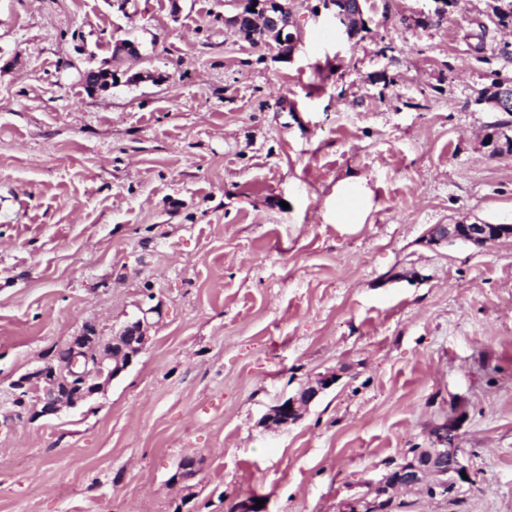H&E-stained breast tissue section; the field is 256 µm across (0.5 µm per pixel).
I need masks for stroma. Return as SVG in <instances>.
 Returning a JSON list of instances; mask_svg holds the SVG:
<instances>
[{
  "label": "stroma",
  "mask_w": 512,
  "mask_h": 512,
  "mask_svg": "<svg viewBox=\"0 0 512 512\" xmlns=\"http://www.w3.org/2000/svg\"><path fill=\"white\" fill-rule=\"evenodd\" d=\"M496 3L365 0L351 39L294 0L283 57L226 0H0V417L85 320L162 306L103 392L0 435V512H339L446 420L468 480L399 512H512V239L425 241L512 222V153L482 145L512 80ZM124 39L156 81L90 95ZM351 176L371 207L339 224ZM363 176L343 180L336 187V210L331 217L339 224H361L370 208V190ZM511 238L512 224L508 223L435 224L426 233L427 242L435 246L456 242L482 246L489 241ZM337 381L335 372L318 375L313 381L307 383L295 395L288 397L273 406L263 418V424L283 427L301 419L307 407L322 393L333 386ZM291 404V408H288Z\"/></svg>",
  "instance_id": "1"
}]
</instances>
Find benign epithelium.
Returning <instances> with one entry per match:
<instances>
[{"label":"benign epithelium","mask_w":512,"mask_h":512,"mask_svg":"<svg viewBox=\"0 0 512 512\" xmlns=\"http://www.w3.org/2000/svg\"><path fill=\"white\" fill-rule=\"evenodd\" d=\"M235 8L224 22L236 30H257L264 40L277 42L282 54H290L294 42L287 39L293 27L292 0H257L254 10L247 12L240 8L238 0H230ZM140 56L139 45L129 40H118L112 49L113 62ZM85 85L93 95H100L112 89L119 81V70L115 67L90 68L83 72ZM484 145L490 152L501 154L512 152V135L508 129L491 127L484 136ZM512 238V224L469 223L435 224L426 233L429 244L440 246L462 242L482 246L489 241ZM160 305L138 311L125 321L118 333L107 337L98 324L85 321L68 341L77 356L72 359L45 358L32 371L13 381L16 391L30 393L36 388L34 402L24 406L21 418L33 421L41 417L54 416L63 408H74L104 390L113 380L119 378L145 349L149 341L152 319L161 315ZM337 381L334 372L318 375L295 395L273 406L264 416L268 426L283 427L301 419L307 407ZM433 443L429 448L416 451L411 462L397 465L384 481L379 483L373 497L366 495L344 504L342 512H386L385 492L415 488H430L434 495L444 492L451 495L464 481L462 472L468 471L460 456V449L454 446V426L448 421L438 423L432 429Z\"/></svg>","instance_id":"obj_1"}]
</instances>
